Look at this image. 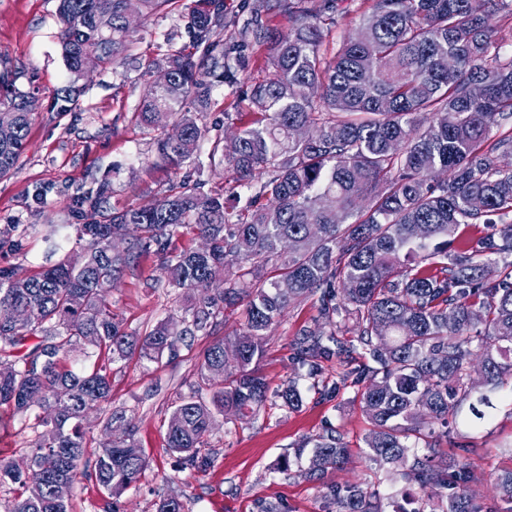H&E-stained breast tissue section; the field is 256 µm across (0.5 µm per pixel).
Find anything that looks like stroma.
<instances>
[{"label": "stroma", "mask_w": 512, "mask_h": 512, "mask_svg": "<svg viewBox=\"0 0 512 512\" xmlns=\"http://www.w3.org/2000/svg\"><path fill=\"white\" fill-rule=\"evenodd\" d=\"M59 0H0V74L14 79L23 91L37 97L35 119L24 151L12 173L0 178V231L14 224H83L88 209H75V194L94 190L102 180L112 183V203L140 205L165 194L182 179V172L161 163L150 134L137 126L133 110L147 79L141 64L162 59L170 46H182L192 0H173L166 10L137 20L132 28L133 61L111 69L86 72L71 82L59 44ZM76 101L64 105L68 88ZM153 288L126 277L109 296L112 309L126 327L151 329L178 312L177 292L154 257L142 262ZM317 301L308 298L290 307L267 332L265 353L257 364L268 386V401L254 417L217 416L206 436L205 454L211 463L203 470L184 469L166 444L169 416L180 397L198 390L210 398L218 382H201L197 375L206 340L180 347L176 356L156 362L136 355L112 366V404L115 411L135 419L136 437L149 457L145 475L124 492L120 512H156L160 498L178 496L185 512H260L272 503L287 512H332L317 482L280 468L284 454L322 435L339 431L350 450L343 469L331 473L339 483L374 477L363 448L370 424L356 387L328 388L338 383L341 366L325 362L317 381L301 376L293 339L297 331L314 325ZM297 382L299 406L287 409L279 391ZM512 440V418L497 415L485 431L467 439V456L482 472L473 484L474 498L492 504L495 512H512V503L493 501L491 473L512 465L504 442Z\"/></svg>", "instance_id": "35a3bbf8"}]
</instances>
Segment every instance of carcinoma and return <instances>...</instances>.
<instances>
[{
	"mask_svg": "<svg viewBox=\"0 0 512 512\" xmlns=\"http://www.w3.org/2000/svg\"><path fill=\"white\" fill-rule=\"evenodd\" d=\"M171 0H59L60 46L68 71L81 77L92 55L107 68L131 57L127 16H149ZM288 14V33L263 16ZM240 15L224 0H195L189 44L150 62L151 82L133 112L155 132L159 158L193 174L160 199L111 204L107 181L72 206L89 203L76 227L82 262L56 256L70 243L67 224H48L40 271L0 267V307L25 314L0 323V409L33 419L35 438L20 470L0 457V485L19 495L5 512H69L52 495L58 479L92 478L112 501L149 466L123 412H109L116 435L88 453L83 421L112 403V364L139 352L173 357L196 337L215 335L224 309L244 307L243 332L209 344L201 380L222 379L210 400L183 397L172 411L167 448L184 469H204L201 454L215 416L243 418L267 401L253 365L263 340L295 302L318 296L319 323L296 333L298 363L309 379L322 362L348 366L343 381L362 385L375 472L416 488L410 512H490L471 494L482 479L465 457L440 453L453 433H479L499 411L512 418V56L504 58L493 13L471 0H375L354 32L328 52V16L310 0H244ZM265 51L271 76L247 85L242 58L230 63L224 33ZM473 85L483 95L469 94ZM249 112L231 141L211 135L216 87ZM34 120L33 96L0 75V177L18 163ZM496 127L502 133L489 135ZM206 155H201L203 145ZM223 165L250 186L243 206L204 190L205 165ZM462 224L485 230L464 241ZM184 226L209 242L205 251L172 252ZM154 255L168 284L185 289L181 315L144 333L112 312L108 292L141 259ZM210 294H189L201 284ZM352 324L354 342L344 339ZM38 342L26 347L31 337ZM302 474L324 478L348 455L332 431L295 450ZM335 512H385L375 483L325 484ZM493 498L512 502V467L493 482Z\"/></svg>",
	"mask_w": 512,
	"mask_h": 512,
	"instance_id": "obj_1",
	"label": "carcinoma"
}]
</instances>
